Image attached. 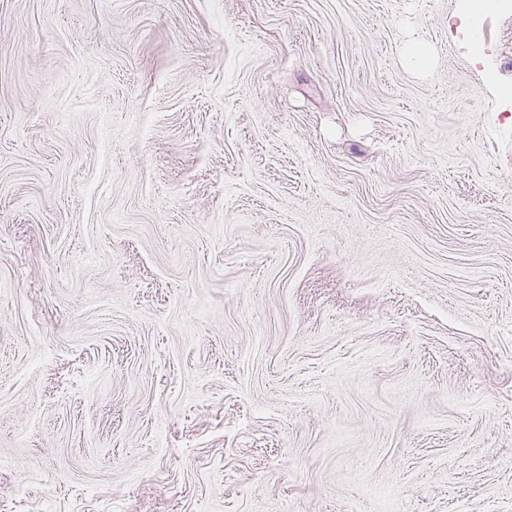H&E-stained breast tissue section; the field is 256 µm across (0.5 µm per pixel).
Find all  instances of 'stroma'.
<instances>
[{
	"mask_svg": "<svg viewBox=\"0 0 512 512\" xmlns=\"http://www.w3.org/2000/svg\"><path fill=\"white\" fill-rule=\"evenodd\" d=\"M0 512H512V13L0 0Z\"/></svg>",
	"mask_w": 512,
	"mask_h": 512,
	"instance_id": "35a3bbf8",
	"label": "stroma"
}]
</instances>
